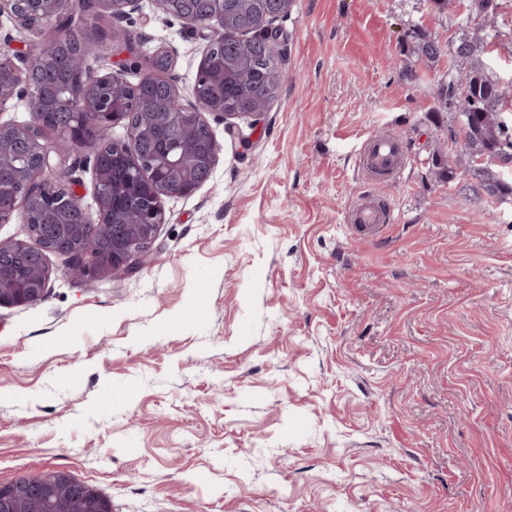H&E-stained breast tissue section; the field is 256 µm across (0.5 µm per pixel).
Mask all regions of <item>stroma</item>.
Segmentation results:
<instances>
[{
	"label": "stroma",
	"instance_id": "stroma-1",
	"mask_svg": "<svg viewBox=\"0 0 512 512\" xmlns=\"http://www.w3.org/2000/svg\"><path fill=\"white\" fill-rule=\"evenodd\" d=\"M500 3L295 0L278 98L238 139L209 116L219 160L139 271L87 282L51 253L44 298L0 307V484L63 471L112 512H512V196L433 175L462 149L435 109L451 62L406 43L470 17L512 92ZM204 46L141 0L89 65L164 51L188 99ZM377 132L407 158L387 185L356 166ZM365 191L383 237L345 221Z\"/></svg>",
	"mask_w": 512,
	"mask_h": 512
}]
</instances>
